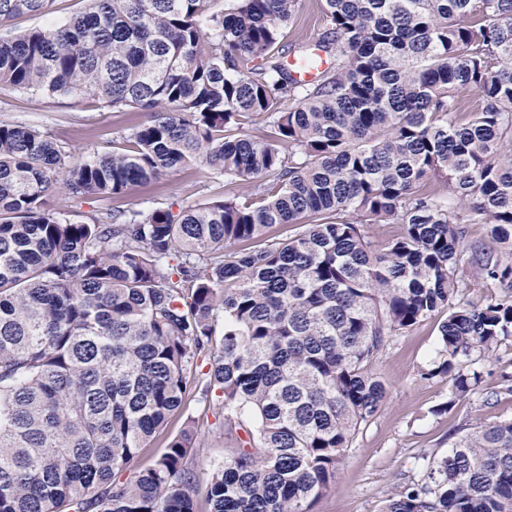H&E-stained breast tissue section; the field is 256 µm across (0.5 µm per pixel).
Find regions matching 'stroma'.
<instances>
[{
  "instance_id": "35a3bbf8",
  "label": "stroma",
  "mask_w": 512,
  "mask_h": 512,
  "mask_svg": "<svg viewBox=\"0 0 512 512\" xmlns=\"http://www.w3.org/2000/svg\"><path fill=\"white\" fill-rule=\"evenodd\" d=\"M1 120L35 125L79 161L91 152L106 153L122 147L129 127L142 122L143 116L132 109L103 106L87 96L46 98L0 84ZM239 191V186L225 184L223 176L191 167L163 177L158 183L136 188L128 196L112 201L111 206L119 210L132 206L175 208ZM436 343L437 329L431 321L394 337L376 366L388 385L382 407L346 452L334 485L314 504L313 512H384L394 488L413 475L419 454L445 455L467 429L512 418V395L500 396L491 405L485 403L483 395L484 389L496 386L500 370L512 363V338L481 355L477 368L483 374L482 391L439 415L433 409L448 398L447 380L425 382L417 376L418 368L434 357ZM207 411V403L194 397L143 448L138 465L152 463L166 441L181 431L187 418ZM199 443L190 460L198 474L194 496L201 501L206 495L210 463L222 461L238 441L208 423L200 431Z\"/></svg>"
}]
</instances>
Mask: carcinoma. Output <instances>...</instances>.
Instances as JSON below:
<instances>
[{
    "instance_id": "cac0c4a2",
    "label": "carcinoma",
    "mask_w": 512,
    "mask_h": 512,
    "mask_svg": "<svg viewBox=\"0 0 512 512\" xmlns=\"http://www.w3.org/2000/svg\"><path fill=\"white\" fill-rule=\"evenodd\" d=\"M52 2L0 0V27ZM87 2L0 35L1 84L144 114L79 163L0 121V512H313L383 402L371 367L393 337L437 321L418 370L451 383L434 414L476 393L464 361L512 337V0H320L296 50L302 0ZM193 165L243 200L108 207ZM57 186L99 209L71 220ZM473 277L504 293L465 298ZM206 354L224 434L246 440L201 507L195 420L131 466ZM503 394L512 373L485 401ZM385 512H512V418L421 455ZM323 22L319 0H304L297 22L289 26L285 40L293 47L312 41L322 32Z\"/></svg>"
}]
</instances>
